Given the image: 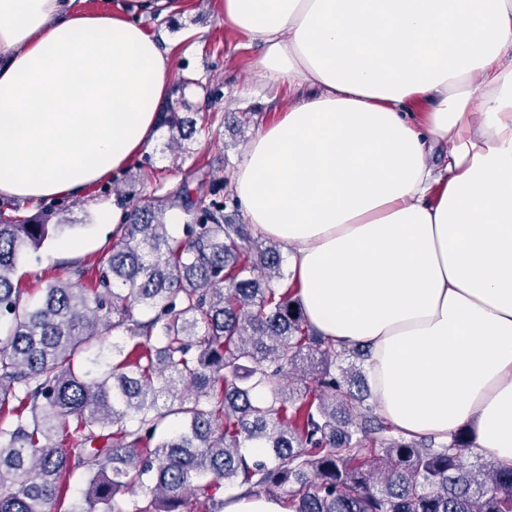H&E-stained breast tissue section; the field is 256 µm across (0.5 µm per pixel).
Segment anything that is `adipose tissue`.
<instances>
[{"label": "adipose tissue", "mask_w": 512, "mask_h": 512, "mask_svg": "<svg viewBox=\"0 0 512 512\" xmlns=\"http://www.w3.org/2000/svg\"><path fill=\"white\" fill-rule=\"evenodd\" d=\"M179 0H0V198L77 197L157 132ZM297 99L235 167L309 325L368 348L381 415L512 466V0H224ZM444 147L442 165L430 155Z\"/></svg>", "instance_id": "obj_1"}]
</instances>
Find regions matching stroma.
Returning <instances> with one entry per match:
<instances>
[{
  "mask_svg": "<svg viewBox=\"0 0 512 512\" xmlns=\"http://www.w3.org/2000/svg\"><path fill=\"white\" fill-rule=\"evenodd\" d=\"M144 23L171 50L168 104L196 123L209 117L211 125L183 140L178 149L171 145L170 128L160 126L140 156L81 198L1 200L0 218L29 223L50 211L54 223L62 227L61 236L82 243L80 250L66 252L51 237L21 257L13 281L27 303L39 302L48 284L70 280L77 264L88 271L85 287L94 286L98 261L111 247L113 233L111 225L97 221L100 204L126 212L180 183L193 188L203 180L212 187L213 200L223 203L225 221H246L232 190L229 168L242 159L248 143L263 127L280 119L294 92L284 84L269 88L257 70V42L225 26L224 0H182L177 13L161 20L148 17Z\"/></svg>",
  "mask_w": 512,
  "mask_h": 512,
  "instance_id": "1",
  "label": "stroma"
}]
</instances>
